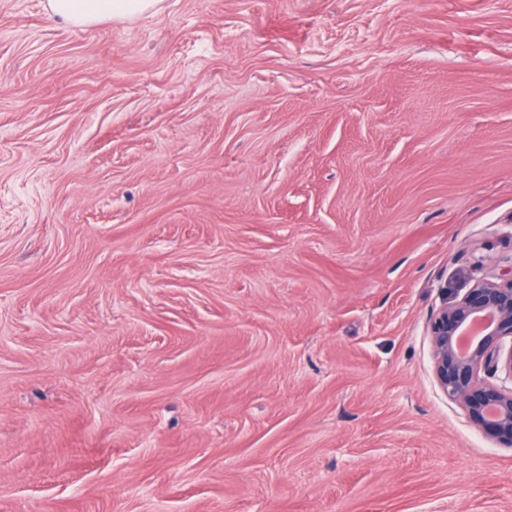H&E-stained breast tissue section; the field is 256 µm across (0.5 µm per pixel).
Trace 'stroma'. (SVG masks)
<instances>
[{
  "label": "stroma",
  "mask_w": 512,
  "mask_h": 512,
  "mask_svg": "<svg viewBox=\"0 0 512 512\" xmlns=\"http://www.w3.org/2000/svg\"><path fill=\"white\" fill-rule=\"evenodd\" d=\"M0 0V512H512L431 315L512 263V0ZM161 0H48L49 15L78 28L112 19L133 18L154 12Z\"/></svg>",
  "instance_id": "1"
}]
</instances>
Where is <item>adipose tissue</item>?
Returning <instances> with one entry per match:
<instances>
[{
	"mask_svg": "<svg viewBox=\"0 0 512 512\" xmlns=\"http://www.w3.org/2000/svg\"><path fill=\"white\" fill-rule=\"evenodd\" d=\"M161 0H47L50 16L67 25L86 28L112 19L156 11Z\"/></svg>",
	"mask_w": 512,
	"mask_h": 512,
	"instance_id": "adipose-tissue-1",
	"label": "adipose tissue"
}]
</instances>
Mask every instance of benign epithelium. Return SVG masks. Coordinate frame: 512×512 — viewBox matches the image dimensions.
<instances>
[{
  "label": "benign epithelium",
  "mask_w": 512,
  "mask_h": 512,
  "mask_svg": "<svg viewBox=\"0 0 512 512\" xmlns=\"http://www.w3.org/2000/svg\"><path fill=\"white\" fill-rule=\"evenodd\" d=\"M433 372L467 419L512 447V265L495 279L479 277L430 318ZM485 372L493 380L482 379Z\"/></svg>",
  "instance_id": "7a95c632"
}]
</instances>
